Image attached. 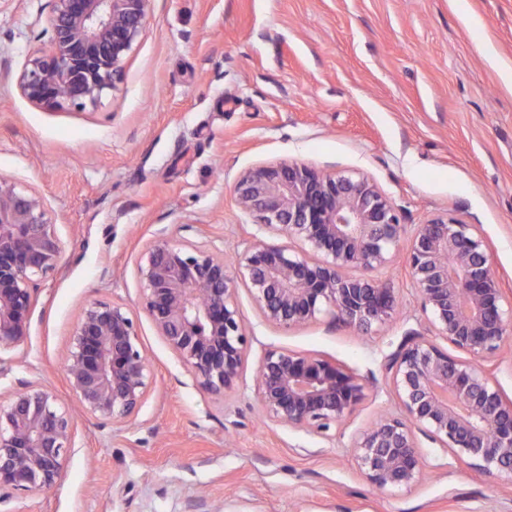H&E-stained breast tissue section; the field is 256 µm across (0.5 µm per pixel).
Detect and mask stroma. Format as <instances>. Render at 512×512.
I'll use <instances>...</instances> for the list:
<instances>
[{
	"mask_svg": "<svg viewBox=\"0 0 512 512\" xmlns=\"http://www.w3.org/2000/svg\"><path fill=\"white\" fill-rule=\"evenodd\" d=\"M52 9L0 0V178L42 197L62 248L0 397L40 383L74 406L64 361L95 299L130 310L152 381L132 421L77 414L61 482L9 493L0 512H512V477H476L424 433L407 487L373 488L353 452L401 415L386 365L430 332L406 265L415 225L444 212L473 225L512 306V0H150L122 79L82 108L18 85ZM284 161L367 177L394 204L406 232L372 275L397 310L365 333L328 314L286 329L238 286L248 354L216 397L143 310L137 267L161 237L229 261L254 237L284 242L233 196L243 171ZM271 349L335 360L365 399L324 432L268 420L254 375Z\"/></svg>",
	"mask_w": 512,
	"mask_h": 512,
	"instance_id": "1",
	"label": "stroma"
}]
</instances>
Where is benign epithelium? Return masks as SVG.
I'll list each match as a JSON object with an SVG mask.
<instances>
[{
  "label": "benign epithelium",
  "mask_w": 512,
  "mask_h": 512,
  "mask_svg": "<svg viewBox=\"0 0 512 512\" xmlns=\"http://www.w3.org/2000/svg\"><path fill=\"white\" fill-rule=\"evenodd\" d=\"M48 45L19 78L32 102L83 107L120 79L145 26L149 0H53ZM240 209L260 226L302 243L255 239L229 266L204 247L157 241L137 272L143 309L196 381L221 396L243 373L248 336L233 295L243 283L264 317L302 326L329 312L366 332L392 318L393 289L369 272L388 262L402 224L396 208L365 176L328 174L303 163L261 164L234 186ZM407 263L420 309L436 335L407 338L388 363L405 416L385 417L357 445L365 480L379 490L408 486L424 457L413 429L466 458L483 475L512 476V401L456 350L488 359L512 334L485 241L438 215L414 228ZM61 265V247L42 198L0 178V352L28 336L39 282ZM361 271L352 275L349 269ZM79 407L112 422L135 417L151 373L137 324L115 302L93 301L72 333L64 363ZM265 416L322 431L365 399L366 383L336 361L271 349L255 377ZM74 420L52 389L25 384L0 402V491L43 492L63 478Z\"/></svg>",
  "instance_id": "1"
}]
</instances>
